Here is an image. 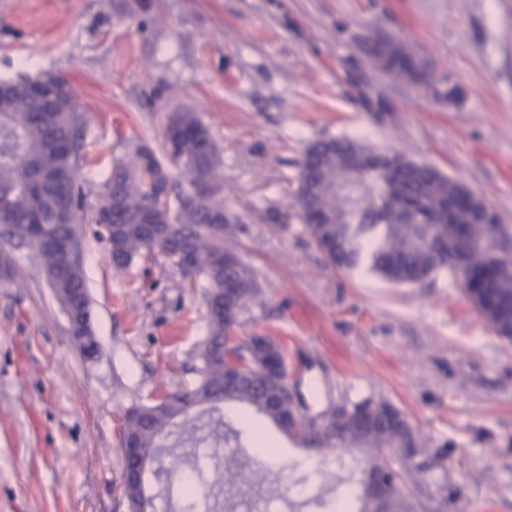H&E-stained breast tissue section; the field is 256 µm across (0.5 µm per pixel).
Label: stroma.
<instances>
[{"instance_id": "1", "label": "stroma", "mask_w": 512, "mask_h": 512, "mask_svg": "<svg viewBox=\"0 0 512 512\" xmlns=\"http://www.w3.org/2000/svg\"><path fill=\"white\" fill-rule=\"evenodd\" d=\"M377 37L423 79L381 69ZM20 73L69 77L92 195L127 139L162 152L171 113L194 112L220 149L227 244L260 288L236 333L285 349L303 414L365 396L400 409L433 463L408 477L426 512H512V346L448 274L396 285L329 266L295 197L307 147L349 137L436 167L512 225V0H0V81ZM98 232L80 231L95 358L34 250L13 248L0 279V512H129L126 412L200 378L207 281L159 254L115 268ZM222 413L253 426L196 449L163 436L181 465L147 480L161 512H181L199 456L212 481L236 459L281 512H328L369 459L306 449L236 403Z\"/></svg>"}]
</instances>
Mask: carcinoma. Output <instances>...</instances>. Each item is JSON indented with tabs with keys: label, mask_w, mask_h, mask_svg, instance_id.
<instances>
[{
	"label": "carcinoma",
	"mask_w": 512,
	"mask_h": 512,
	"mask_svg": "<svg viewBox=\"0 0 512 512\" xmlns=\"http://www.w3.org/2000/svg\"><path fill=\"white\" fill-rule=\"evenodd\" d=\"M378 65L396 76L412 74L418 63L396 42L382 39L370 49ZM28 79L0 85V226L9 237L0 247V275L9 278L13 258L11 239L24 242L23 231L56 240L48 246L27 241L36 252L48 284L63 305L80 301L90 318L85 274L80 262L78 224L90 218L101 225L112 262L126 267L142 255L163 253L143 231L142 216L154 210L162 216L178 207V223L167 225L185 252L197 260L192 269L180 260H167L186 277L203 276L210 288L228 282L237 288L238 309L252 302L259 290L253 269L240 261L215 265L224 246L227 223L215 229L209 214L224 209L220 151L193 112H175L165 128L167 163L131 139L123 155L112 162L98 194L94 213L87 215L86 194L79 173L84 159L85 113L69 108L68 80L52 75L34 89ZM212 184L207 198H194L198 182ZM297 203L305 211L307 233L326 261L342 271L366 269L388 282L421 284L450 269L459 258L469 262L471 297L487 326L500 340L512 344V226L501 224L482 202L470 201L459 182L435 167L403 154H382L353 139L318 140L299 164ZM224 319L222 297L208 308L207 342L199 383L168 393L160 405L141 404L125 416L122 436L153 448L176 419L181 430H199L198 418L180 417L186 402L201 414H221V405L234 402L253 409L283 433L307 448H336L366 452L390 448L411 465L408 448H422L407 417L389 401L367 396L349 400L350 419L330 427L304 422L285 393L279 377L256 368L232 383L224 382ZM280 356L278 345L261 337L259 362ZM185 508L208 498L203 471L184 482ZM344 512H374L363 481L342 496Z\"/></svg>",
	"instance_id": "obj_1"
}]
</instances>
